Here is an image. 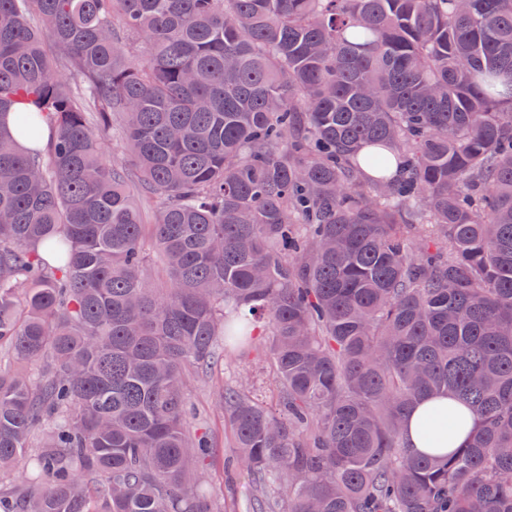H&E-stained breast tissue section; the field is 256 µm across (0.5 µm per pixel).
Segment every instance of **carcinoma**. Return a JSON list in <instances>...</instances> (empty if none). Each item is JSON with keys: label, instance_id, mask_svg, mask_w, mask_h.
Wrapping results in <instances>:
<instances>
[{"label": "carcinoma", "instance_id": "cac0c4a2", "mask_svg": "<svg viewBox=\"0 0 512 512\" xmlns=\"http://www.w3.org/2000/svg\"><path fill=\"white\" fill-rule=\"evenodd\" d=\"M258 336L253 512H512V0H0V512H219ZM235 380L249 383L254 396L264 404L274 403L276 386L269 366L263 362L261 350L224 357V383ZM213 378H206L191 383L188 402L194 411L193 424L208 431L215 444V455L204 467L206 479L214 489L224 512H252L253 490L247 479L229 483L224 475V458L231 455L232 448H227L224 438V418L215 406L216 394ZM433 400L422 399L418 402L416 407L409 413L405 420V435L406 441L412 450L417 452L429 451L425 445L421 434L420 424L424 414L435 404Z\"/></svg>", "mask_w": 512, "mask_h": 512}]
</instances>
